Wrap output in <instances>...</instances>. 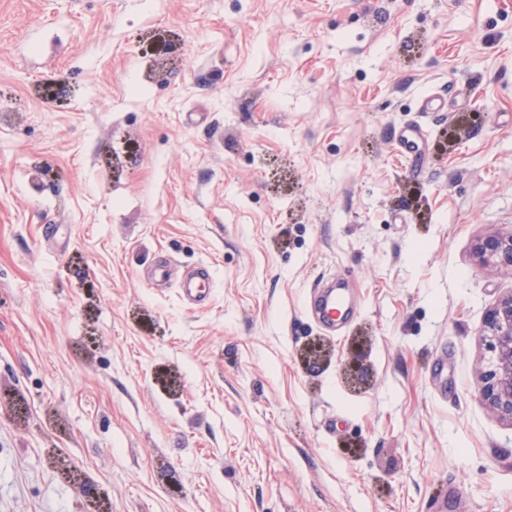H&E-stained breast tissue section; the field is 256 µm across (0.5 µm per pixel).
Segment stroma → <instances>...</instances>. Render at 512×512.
<instances>
[{
	"instance_id": "1",
	"label": "stroma",
	"mask_w": 512,
	"mask_h": 512,
	"mask_svg": "<svg viewBox=\"0 0 512 512\" xmlns=\"http://www.w3.org/2000/svg\"><path fill=\"white\" fill-rule=\"evenodd\" d=\"M510 229L512 0H0V512H512ZM474 253L480 263L512 272V229L480 238L475 244ZM478 336L492 353L480 374V398L512 424V293L489 310Z\"/></svg>"
}]
</instances>
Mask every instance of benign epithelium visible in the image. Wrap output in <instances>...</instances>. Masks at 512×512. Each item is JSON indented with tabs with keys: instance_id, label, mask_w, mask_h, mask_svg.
<instances>
[{
	"instance_id": "obj_1",
	"label": "benign epithelium",
	"mask_w": 512,
	"mask_h": 512,
	"mask_svg": "<svg viewBox=\"0 0 512 512\" xmlns=\"http://www.w3.org/2000/svg\"><path fill=\"white\" fill-rule=\"evenodd\" d=\"M479 262L512 271V229L479 239L474 247ZM478 336L492 353L480 374V398L512 423V293L489 310Z\"/></svg>"
}]
</instances>
